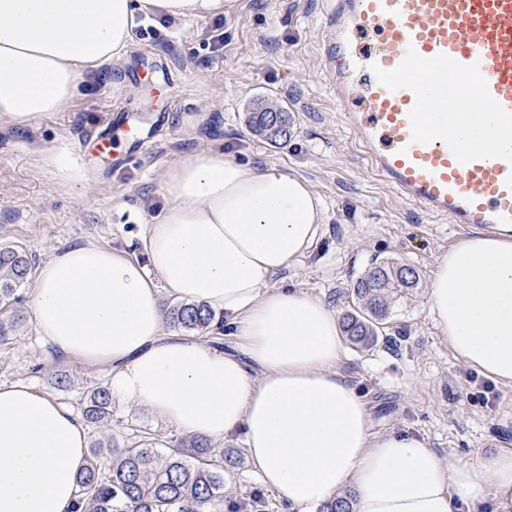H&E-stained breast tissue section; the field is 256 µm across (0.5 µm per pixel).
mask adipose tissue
I'll return each instance as SVG.
<instances>
[{"label": "adipose tissue", "mask_w": 512, "mask_h": 512, "mask_svg": "<svg viewBox=\"0 0 512 512\" xmlns=\"http://www.w3.org/2000/svg\"><path fill=\"white\" fill-rule=\"evenodd\" d=\"M233 0H0V125L37 123L125 56L139 17L223 15ZM164 207L138 259L62 246L28 282L40 340L105 370L114 400L211 442L241 438L262 488L292 512L345 489L352 512H512V448L463 464L427 439L376 429L338 365L337 308L279 274L309 256L328 210L303 177L200 149L162 177ZM224 314L234 350L174 330L160 294ZM428 310L463 364L512 385V226L477 228L441 254ZM87 426L67 404L0 384V512H72Z\"/></svg>", "instance_id": "1"}]
</instances>
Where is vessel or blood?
<instances>
[{"mask_svg": "<svg viewBox=\"0 0 512 512\" xmlns=\"http://www.w3.org/2000/svg\"><path fill=\"white\" fill-rule=\"evenodd\" d=\"M368 31L372 51L356 44ZM321 50L338 107L352 75L371 74L349 118L408 202L468 227L512 225V0H338Z\"/></svg>", "mask_w": 512, "mask_h": 512, "instance_id": "obj_1", "label": "vessel or blood"}]
</instances>
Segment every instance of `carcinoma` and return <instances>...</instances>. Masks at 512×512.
I'll return each instance as SVG.
<instances>
[{
  "instance_id": "cac0c4a2",
  "label": "carcinoma",
  "mask_w": 512,
  "mask_h": 512,
  "mask_svg": "<svg viewBox=\"0 0 512 512\" xmlns=\"http://www.w3.org/2000/svg\"><path fill=\"white\" fill-rule=\"evenodd\" d=\"M269 114L251 112L250 129L271 142L288 138L290 117L277 115L278 127L267 129ZM32 270L28 253L12 246L0 247V308L19 300L18 286ZM419 283L412 265L382 261L352 286L357 305L343 318L348 339L361 346L373 344L385 329L391 304ZM170 325L178 331L201 333L209 338L224 334V315L205 305L177 304L170 308ZM112 394L107 380L87 386L80 401L85 422L112 426ZM236 460L222 448L197 437L179 438L167 448L156 447L155 437L139 431L123 440L97 442L77 479L72 512H224V503L237 504L224 494V474Z\"/></svg>"
}]
</instances>
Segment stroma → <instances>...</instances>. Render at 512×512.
I'll return each mask as SVG.
<instances>
[{
    "label": "stroma",
    "instance_id": "1",
    "mask_svg": "<svg viewBox=\"0 0 512 512\" xmlns=\"http://www.w3.org/2000/svg\"><path fill=\"white\" fill-rule=\"evenodd\" d=\"M336 0H235L223 17L185 22L152 19L151 35H133L123 60L80 84L70 104L33 126L0 127V246L27 250L34 262L58 247L91 240L136 257L140 224L160 213L162 176L175 161L204 148L271 163L302 176L329 209L327 232L300 267L279 275L295 287L352 310L351 286L371 261L413 265L420 286L392 309L382 336L347 346L339 370L359 389L384 430L425 437L444 460L464 463L512 448V386L457 360L430 319L427 285L435 260L467 227L406 203L372 168L328 91L320 28ZM220 30L219 51L205 44ZM290 115L288 140L270 142L249 129L256 102ZM152 132L145 152L121 143L100 155L90 134L120 117ZM67 157L70 181L60 183L42 161L45 150ZM11 324L0 343V383H25L56 394L51 369L74 379L62 401L77 404L94 368L53 356L36 338L27 299L0 311ZM113 434L128 425L170 441L178 432L148 410L118 404Z\"/></svg>",
    "mask_w": 512,
    "mask_h": 512
}]
</instances>
